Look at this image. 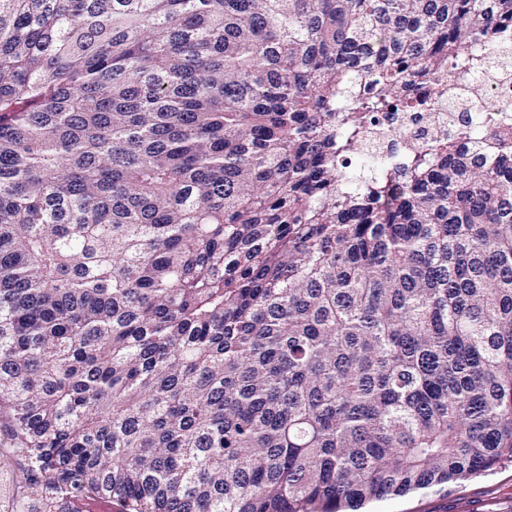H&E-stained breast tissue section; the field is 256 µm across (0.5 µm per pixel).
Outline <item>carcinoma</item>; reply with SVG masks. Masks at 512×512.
<instances>
[{"mask_svg": "<svg viewBox=\"0 0 512 512\" xmlns=\"http://www.w3.org/2000/svg\"><path fill=\"white\" fill-rule=\"evenodd\" d=\"M508 83L512 0H0L10 512H363L512 463ZM439 110L435 112H406L399 114H386L380 119V127L390 129L393 126L404 123L412 137H422L432 125L438 122L443 116ZM23 462L17 456H0V476L2 480L10 482L15 490L22 491L24 479H23Z\"/></svg>", "mask_w": 512, "mask_h": 512, "instance_id": "carcinoma-1", "label": "carcinoma"}]
</instances>
